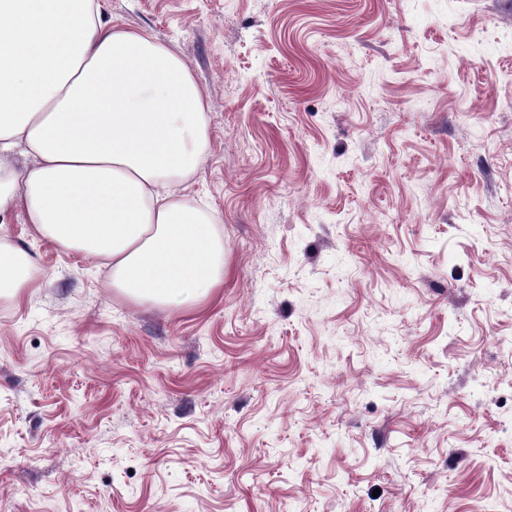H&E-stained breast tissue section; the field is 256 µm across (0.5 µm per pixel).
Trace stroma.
Wrapping results in <instances>:
<instances>
[{
  "label": "stroma",
  "instance_id": "35a3bbf8",
  "mask_svg": "<svg viewBox=\"0 0 512 512\" xmlns=\"http://www.w3.org/2000/svg\"><path fill=\"white\" fill-rule=\"evenodd\" d=\"M183 57L224 288L10 223L0 512H512V0H100Z\"/></svg>",
  "mask_w": 512,
  "mask_h": 512
}]
</instances>
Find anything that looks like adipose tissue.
<instances>
[{
	"label": "adipose tissue",
	"mask_w": 512,
	"mask_h": 512,
	"mask_svg": "<svg viewBox=\"0 0 512 512\" xmlns=\"http://www.w3.org/2000/svg\"><path fill=\"white\" fill-rule=\"evenodd\" d=\"M209 149L203 93L153 34L97 0H0V294L38 284L11 217L129 298L202 303L224 284V238L187 194Z\"/></svg>",
	"instance_id": "ef3b65f1"
}]
</instances>
